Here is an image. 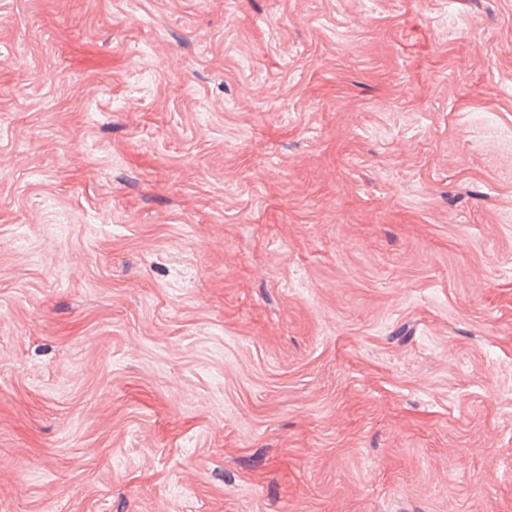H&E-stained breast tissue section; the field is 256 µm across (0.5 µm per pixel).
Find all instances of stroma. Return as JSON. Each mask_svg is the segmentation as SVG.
<instances>
[{"label":"stroma","mask_w":512,"mask_h":512,"mask_svg":"<svg viewBox=\"0 0 512 512\" xmlns=\"http://www.w3.org/2000/svg\"><path fill=\"white\" fill-rule=\"evenodd\" d=\"M0 512H512V0H0Z\"/></svg>","instance_id":"obj_1"}]
</instances>
